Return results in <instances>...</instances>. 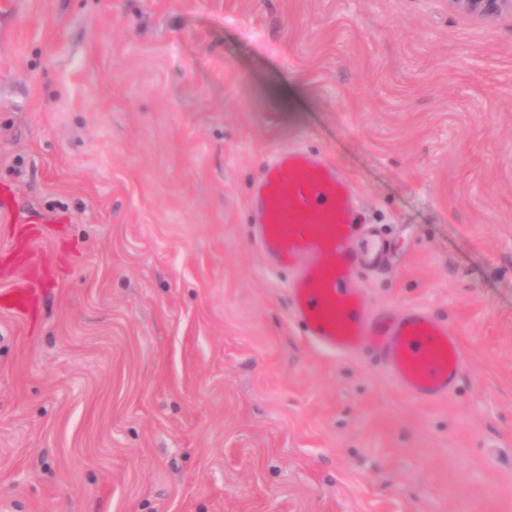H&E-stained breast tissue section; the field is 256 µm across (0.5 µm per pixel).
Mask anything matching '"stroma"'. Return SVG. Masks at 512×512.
<instances>
[{"mask_svg":"<svg viewBox=\"0 0 512 512\" xmlns=\"http://www.w3.org/2000/svg\"><path fill=\"white\" fill-rule=\"evenodd\" d=\"M292 147L388 233L367 304L458 331L448 397L292 318L250 204ZM1 194L0 255L27 222L54 278L0 309V512H512V14L17 0Z\"/></svg>","mask_w":512,"mask_h":512,"instance_id":"obj_1","label":"stroma"}]
</instances>
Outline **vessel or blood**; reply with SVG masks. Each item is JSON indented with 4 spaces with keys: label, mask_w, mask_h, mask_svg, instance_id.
I'll return each instance as SVG.
<instances>
[{
    "label": "vessel or blood",
    "mask_w": 512,
    "mask_h": 512,
    "mask_svg": "<svg viewBox=\"0 0 512 512\" xmlns=\"http://www.w3.org/2000/svg\"><path fill=\"white\" fill-rule=\"evenodd\" d=\"M256 241L269 269L289 275L293 318L311 345L331 357L353 358L372 351L394 385L410 398L430 403L447 397L464 372L457 334L446 320L420 305L398 313L368 312L358 284L380 269L387 241L380 225L367 224L351 181L328 158L301 149L275 152L254 187ZM35 233L19 225L9 278L27 271L0 307L23 316L37 309L44 265L32 248Z\"/></svg>",
    "instance_id": "vessel-or-blood-1"
}]
</instances>
